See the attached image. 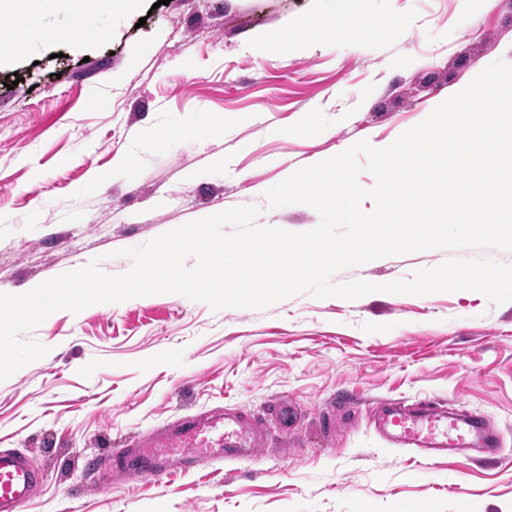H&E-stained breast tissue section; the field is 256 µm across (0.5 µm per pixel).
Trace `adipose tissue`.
<instances>
[{
	"instance_id": "obj_1",
	"label": "adipose tissue",
	"mask_w": 512,
	"mask_h": 512,
	"mask_svg": "<svg viewBox=\"0 0 512 512\" xmlns=\"http://www.w3.org/2000/svg\"><path fill=\"white\" fill-rule=\"evenodd\" d=\"M136 0H0V15L23 27L21 36L0 28V64L16 48H28L47 37L65 38L67 33L95 39L101 37L106 21L131 10ZM19 45H12V38Z\"/></svg>"
}]
</instances>
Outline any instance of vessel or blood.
Masks as SVG:
<instances>
[{"label":"vessel or blood","instance_id":"b4317fda","mask_svg":"<svg viewBox=\"0 0 512 512\" xmlns=\"http://www.w3.org/2000/svg\"><path fill=\"white\" fill-rule=\"evenodd\" d=\"M377 422L392 447L416 451L425 459L468 450L488 458L501 446L498 431L481 416L433 400L380 403ZM268 443L258 421L237 413L203 411L168 421L150 435L119 441L109 460L115 476L137 474L163 484L174 470H189L205 461L250 460ZM41 479L24 453L0 450V512H20Z\"/></svg>","mask_w":512,"mask_h":512}]
</instances>
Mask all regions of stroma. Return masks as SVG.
Listing matches in <instances>:
<instances>
[{
  "mask_svg": "<svg viewBox=\"0 0 512 512\" xmlns=\"http://www.w3.org/2000/svg\"><path fill=\"white\" fill-rule=\"evenodd\" d=\"M339 14L347 33L294 56L259 40ZM499 59L512 63V0H138L104 38L13 55L0 67V293L96 258L125 273L121 249L213 210L253 206L258 225L311 230L318 212L270 208L263 186L398 137ZM303 112L315 118L290 138L268 135ZM217 153L229 169L211 167ZM456 256L512 263L502 249H432L333 281L403 280ZM33 337L49 353L0 381V448L44 474L22 512H512V302L302 293L216 311L159 294L56 311ZM341 395L356 408L336 411ZM432 397L487 418L498 457L389 446L376 403ZM286 403L288 427L276 412ZM225 409L266 424L271 451L162 486L102 482L120 439ZM330 411L331 439L318 430Z\"/></svg>",
  "mask_w": 512,
  "mask_h": 512,
  "instance_id": "obj_1",
  "label": "stroma"
}]
</instances>
